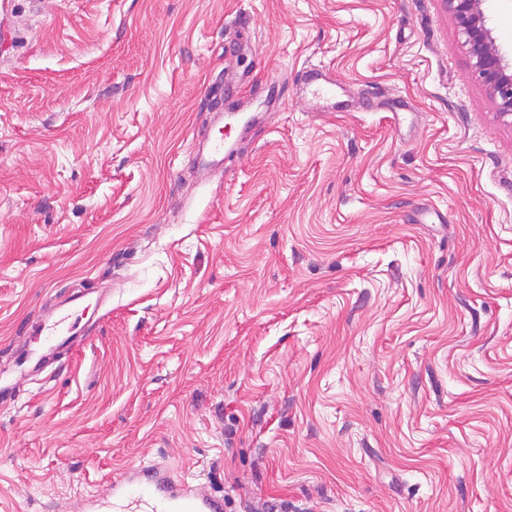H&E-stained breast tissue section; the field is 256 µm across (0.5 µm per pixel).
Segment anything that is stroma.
<instances>
[{"mask_svg":"<svg viewBox=\"0 0 512 512\" xmlns=\"http://www.w3.org/2000/svg\"><path fill=\"white\" fill-rule=\"evenodd\" d=\"M0 391V512L150 461L232 512H512V127L442 0H11ZM298 84L304 90H309L322 104L321 109L329 105L345 112H356L364 107V102L346 93V88L340 83L330 69L322 67H305L298 75ZM235 151L233 143L224 141L223 138L214 139L210 145L208 156L199 160L197 168L203 174H208L222 165L224 154H233ZM70 314L48 313L43 319V327L33 332L32 336H72V324L69 323Z\"/></svg>","mask_w":512,"mask_h":512,"instance_id":"obj_1","label":"stroma"}]
</instances>
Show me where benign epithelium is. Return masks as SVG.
<instances>
[{
	"mask_svg": "<svg viewBox=\"0 0 512 512\" xmlns=\"http://www.w3.org/2000/svg\"><path fill=\"white\" fill-rule=\"evenodd\" d=\"M457 24L472 75L485 88L498 117L512 126V66L505 62L481 8L482 0H443Z\"/></svg>",
	"mask_w": 512,
	"mask_h": 512,
	"instance_id": "7a95c632",
	"label": "benign epithelium"
}]
</instances>
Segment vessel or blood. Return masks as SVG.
Listing matches in <instances>:
<instances>
[{
  "label": "vessel or blood",
  "instance_id": "1",
  "mask_svg": "<svg viewBox=\"0 0 512 512\" xmlns=\"http://www.w3.org/2000/svg\"><path fill=\"white\" fill-rule=\"evenodd\" d=\"M298 83L323 105L345 112H355L364 106L363 101L347 94L329 69L303 68ZM234 151L233 143L215 139L208 156L199 160V170L210 173L222 165L225 155ZM71 329L68 314L51 312L45 316L40 333L66 336ZM226 508L223 497L203 484L176 478L167 465L156 462L142 463L108 477L98 499L76 506L77 512H225Z\"/></svg>",
  "mask_w": 512,
  "mask_h": 512
}]
</instances>
